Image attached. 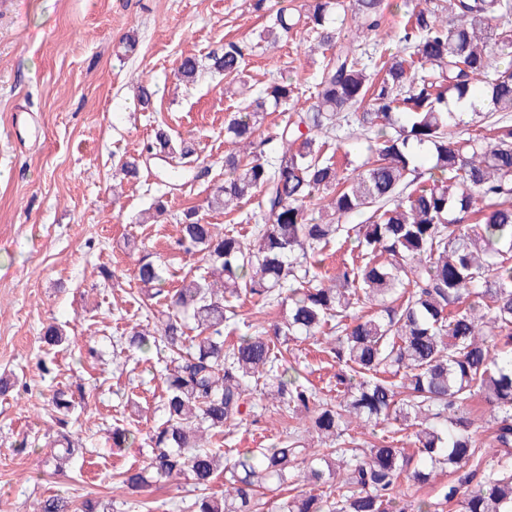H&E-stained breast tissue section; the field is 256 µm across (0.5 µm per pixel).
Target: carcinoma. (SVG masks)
<instances>
[{"label":"carcinoma","mask_w":512,"mask_h":512,"mask_svg":"<svg viewBox=\"0 0 512 512\" xmlns=\"http://www.w3.org/2000/svg\"><path fill=\"white\" fill-rule=\"evenodd\" d=\"M384 10V0H306L304 13L280 9L264 30L262 40L274 47L300 23L335 52L314 102L290 113L273 136L282 146L275 163L257 154L263 114L270 103L291 104L296 84L269 83L224 125V182L207 206L252 205L261 215L254 243L188 207L176 218L177 243L200 256L204 274L187 273L170 290L168 269L138 263L154 331L133 327L115 345L160 354L162 420L146 464L119 473L118 487L137 491L183 477L199 490L189 512H261L264 492L284 485L292 494L277 498L273 512H439L450 502L461 512H512V124L493 119L512 112V34L496 24L512 15V0H426L401 29L411 53L380 64L336 43L338 18L367 36L380 29ZM209 60L224 78H243L236 43ZM201 70L194 56L177 68L187 86ZM453 97L471 99L478 128L450 109ZM343 123L348 136L369 142L368 156L349 172L324 156ZM194 152L193 143L158 127L119 174L134 180L144 158ZM167 211L162 195L139 223ZM355 216L364 220L349 224ZM344 235L355 236L358 253L332 274L320 256ZM247 299L285 314L226 345L224 329ZM327 330L336 333L333 355L343 365L334 401L284 360L288 342ZM257 385L277 410L303 414L309 424L288 425L284 438L255 453L212 448L252 404ZM476 397L488 405V435L470 418ZM52 407L69 415L74 394L57 390ZM354 419L383 427L381 443L359 441ZM135 439L132 427H112V447ZM489 446L503 454L486 460ZM76 451L65 433L51 443L58 468ZM437 467L456 478L432 499L413 497ZM221 473L224 495L215 497L207 490ZM302 479L310 490L299 488ZM37 512L99 508L53 495Z\"/></svg>","instance_id":"1"}]
</instances>
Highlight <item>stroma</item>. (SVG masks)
I'll return each instance as SVG.
<instances>
[{"mask_svg":"<svg viewBox=\"0 0 512 512\" xmlns=\"http://www.w3.org/2000/svg\"><path fill=\"white\" fill-rule=\"evenodd\" d=\"M305 0H0V512H35L51 495L92 499L113 512H181L195 496L193 485L172 480L131 492L116 488L119 472L145 459L146 434L155 428L163 384L156 352H116L113 341L144 323L134 278L143 255L165 261L182 275L199 272L197 256L180 251L175 216L201 210L206 222L250 238L240 212L207 208L224 180V123L240 108L225 91L222 75L203 71L184 87L176 68L182 56L206 57L233 41L244 49L247 84L253 95L285 78L312 92L324 49L314 48L305 28L284 35L276 48L261 39L278 8L302 13ZM423 0H386L384 22L356 41L359 51L398 54L406 14ZM136 35V54L120 42ZM154 93L142 111L138 84ZM175 139H192L197 152L189 168L206 177L172 187L165 163L150 159L138 180L114 175L121 158L142 147L156 127ZM167 196L170 213L155 224L139 223L154 198ZM107 266L112 280L99 279ZM62 327L69 341L42 342L43 325ZM95 356H87L86 347ZM323 395L336 393L339 365L325 341L290 343L285 355ZM81 383L85 395L69 419L80 451L55 472L47 448L58 425L51 396ZM137 427L140 438L111 447L116 422ZM285 413L266 411L235 421L226 446L235 452L270 447L285 435Z\"/></svg>","mask_w":512,"mask_h":512,"instance_id":"1","label":"stroma"}]
</instances>
